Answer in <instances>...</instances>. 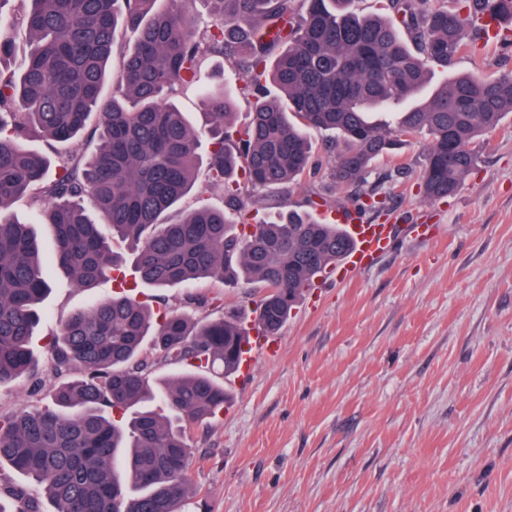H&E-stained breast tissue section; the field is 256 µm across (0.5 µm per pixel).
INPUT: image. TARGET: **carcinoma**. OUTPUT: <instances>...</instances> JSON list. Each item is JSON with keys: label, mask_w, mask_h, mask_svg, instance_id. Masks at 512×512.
Instances as JSON below:
<instances>
[{"label": "carcinoma", "mask_w": 512, "mask_h": 512, "mask_svg": "<svg viewBox=\"0 0 512 512\" xmlns=\"http://www.w3.org/2000/svg\"><path fill=\"white\" fill-rule=\"evenodd\" d=\"M7 2L0 0V61L12 50ZM211 2L219 22L203 43L192 0L164 8L159 0H30L26 63L19 73L0 65V386L40 369L31 341L52 282L31 224L53 226L54 260L73 287L127 266L152 288L244 280L266 290L258 324L274 336L352 239L308 213L252 224L242 186L299 183L313 165L308 130L331 131L343 144L328 162L337 203L379 210L386 199L366 188L376 161L402 138L423 135L419 190L436 202L475 168L480 134L512 115V71L459 75L407 106L428 65L446 67L487 38L477 14L512 19V0H458L454 10L439 0H387L393 21L358 15L351 0ZM121 30L134 34L133 44L120 41ZM207 52L233 59L249 77L256 101L247 126H235L233 93L221 87L202 88L201 130L170 100L176 84L197 81ZM116 56V91L104 100ZM401 106L393 124L370 119L375 109ZM94 112L101 120L92 156L70 154L53 167L27 149L35 133L73 141ZM203 163L207 178L197 185ZM216 186L236 218L202 205L163 223L189 192L200 197ZM24 198L35 205L32 222L4 215ZM246 336L239 316L195 320L122 292L72 314L46 345L57 379L49 401L0 415V512H45L47 503L52 512H185L196 496L187 476L191 428L230 401L220 377L239 366ZM146 345L180 371L156 377Z\"/></svg>", "instance_id": "cac0c4a2"}]
</instances>
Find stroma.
<instances>
[{"mask_svg": "<svg viewBox=\"0 0 512 512\" xmlns=\"http://www.w3.org/2000/svg\"><path fill=\"white\" fill-rule=\"evenodd\" d=\"M510 70L512 50L490 42L430 74ZM484 139L477 168L437 202L418 187L425 139L377 161L407 172L382 185L386 211L353 221L394 225L389 248L318 279L280 331L278 355L225 379L230 407L191 430L188 476L205 512H512V116ZM324 180L253 192L256 221L309 210L341 223L335 203L307 205ZM49 274L39 356L61 322L119 289ZM157 294L197 318L218 300L252 323L264 291L207 278ZM53 383L44 367L0 386V414L44 405Z\"/></svg>", "mask_w": 512, "mask_h": 512, "instance_id": "35a3bbf8", "label": "stroma"}]
</instances>
